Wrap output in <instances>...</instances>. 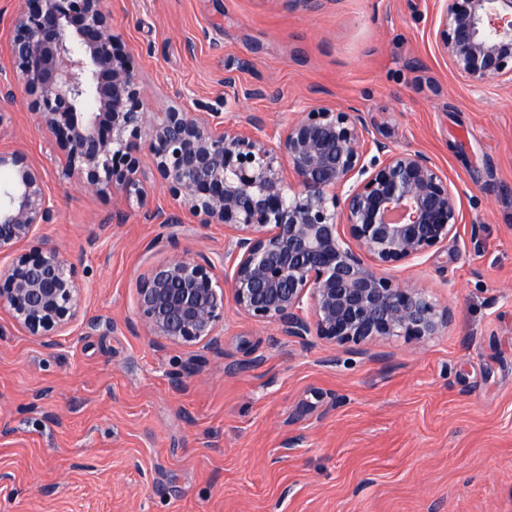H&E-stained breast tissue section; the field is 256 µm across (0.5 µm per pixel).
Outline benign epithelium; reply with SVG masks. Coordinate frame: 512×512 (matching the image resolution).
I'll return each instance as SVG.
<instances>
[{
	"mask_svg": "<svg viewBox=\"0 0 512 512\" xmlns=\"http://www.w3.org/2000/svg\"><path fill=\"white\" fill-rule=\"evenodd\" d=\"M438 2L434 37L450 68L472 86L512 84V0ZM9 52L68 176L140 204L142 146L172 197L199 223L228 231L224 278L209 259L187 254L140 278L138 317L153 342L223 353L226 295L305 346L422 344L448 328L449 307L388 271L456 235L458 192L425 153L372 137L363 113L311 108L275 143L254 115L245 118L250 132L178 101L150 116L104 0H21ZM2 171L0 254L54 219L43 172L27 155L0 151ZM80 300L74 267L56 249L22 254L0 271V310L45 346Z\"/></svg>",
	"mask_w": 512,
	"mask_h": 512,
	"instance_id": "1",
	"label": "benign epithelium"
}]
</instances>
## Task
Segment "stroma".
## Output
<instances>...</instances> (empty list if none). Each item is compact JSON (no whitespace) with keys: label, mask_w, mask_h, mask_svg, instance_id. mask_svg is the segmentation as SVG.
<instances>
[{"label":"stroma","mask_w":512,"mask_h":512,"mask_svg":"<svg viewBox=\"0 0 512 512\" xmlns=\"http://www.w3.org/2000/svg\"><path fill=\"white\" fill-rule=\"evenodd\" d=\"M105 5L146 111L256 115L275 138L308 107H355L378 138L431 157L461 224L391 275L452 318L424 345L363 353L304 346L228 301L223 354L157 346L140 277L186 252L223 268L224 227L160 186L130 206L66 176L9 64L19 0H0V149L43 171L56 211L0 270L54 248L81 287L50 348L0 311V512H512V85L450 69L436 0ZM160 212L179 225L161 228Z\"/></svg>","instance_id":"35a3bbf8"}]
</instances>
